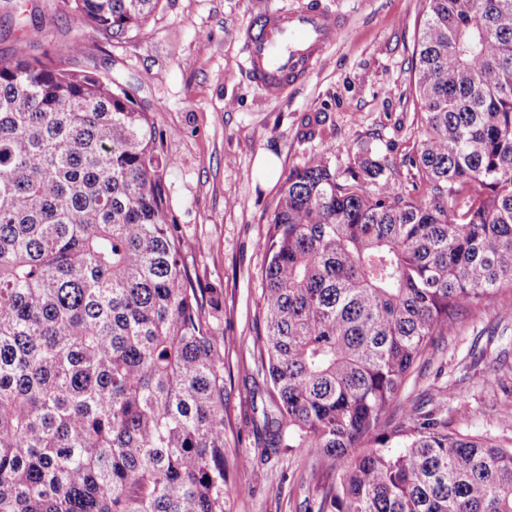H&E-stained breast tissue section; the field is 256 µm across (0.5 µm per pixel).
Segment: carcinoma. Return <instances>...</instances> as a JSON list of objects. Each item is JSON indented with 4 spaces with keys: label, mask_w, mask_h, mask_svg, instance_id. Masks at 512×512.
Returning a JSON list of instances; mask_svg holds the SVG:
<instances>
[{
    "label": "carcinoma",
    "mask_w": 512,
    "mask_h": 512,
    "mask_svg": "<svg viewBox=\"0 0 512 512\" xmlns=\"http://www.w3.org/2000/svg\"><path fill=\"white\" fill-rule=\"evenodd\" d=\"M161 0H61L107 40ZM0 57V512H227L224 292L194 284L162 137L96 68ZM404 193L371 157L289 171L263 243L261 454H305L307 512H512V448L403 409L425 353L512 288V0H425Z\"/></svg>",
    "instance_id": "obj_1"
}]
</instances>
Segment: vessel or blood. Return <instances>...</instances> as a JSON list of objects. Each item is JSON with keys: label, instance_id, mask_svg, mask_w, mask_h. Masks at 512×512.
<instances>
[{"label": "vessel or blood", "instance_id": "obj_1", "mask_svg": "<svg viewBox=\"0 0 512 512\" xmlns=\"http://www.w3.org/2000/svg\"><path fill=\"white\" fill-rule=\"evenodd\" d=\"M342 20L316 4L290 12L270 10L245 31L247 70L267 99H280L333 44Z\"/></svg>", "mask_w": 512, "mask_h": 512}]
</instances>
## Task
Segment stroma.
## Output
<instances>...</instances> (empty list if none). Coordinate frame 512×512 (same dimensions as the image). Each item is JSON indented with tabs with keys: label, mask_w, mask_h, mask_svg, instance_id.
<instances>
[{
	"label": "stroma",
	"mask_w": 512,
	"mask_h": 512,
	"mask_svg": "<svg viewBox=\"0 0 512 512\" xmlns=\"http://www.w3.org/2000/svg\"><path fill=\"white\" fill-rule=\"evenodd\" d=\"M308 2L162 0L139 34L108 41L59 0H0V55L10 56L21 36L34 56L80 39L70 67L95 60L129 89L173 160L165 181L170 212L190 241L185 265L202 287L224 291L226 445L252 455L264 473L255 484L249 470L234 473L232 485L251 491L230 496V512H304L318 491L303 453L258 455L245 429L268 402L265 391L250 394L245 377L260 364L262 242L284 177L323 152L342 178L368 152L403 190L416 180L403 159L421 138L412 78L424 0H318L343 19L326 63L282 98L266 99L245 69V30L266 10ZM263 152L276 158L275 178L255 168ZM402 399L458 432L512 444V426L498 420L512 408V295L462 317L417 366Z\"/></svg>",
	"instance_id": "obj_1"
}]
</instances>
